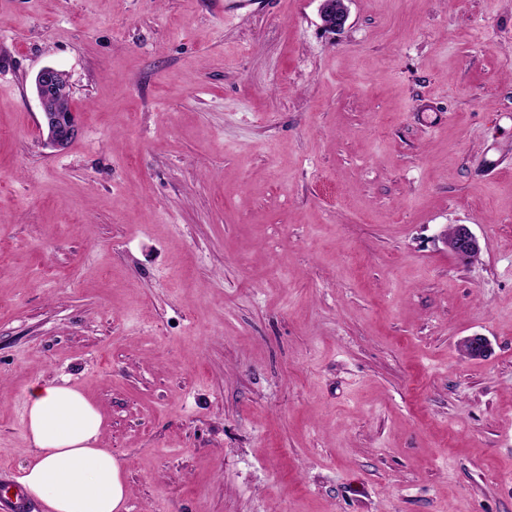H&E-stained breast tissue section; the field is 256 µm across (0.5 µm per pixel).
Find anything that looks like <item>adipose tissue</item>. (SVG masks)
I'll return each mask as SVG.
<instances>
[{
  "label": "adipose tissue",
  "instance_id": "1",
  "mask_svg": "<svg viewBox=\"0 0 512 512\" xmlns=\"http://www.w3.org/2000/svg\"><path fill=\"white\" fill-rule=\"evenodd\" d=\"M24 433L34 448L21 470L26 494L45 512H125L129 487L103 445L104 415L82 391L55 382L26 390Z\"/></svg>",
  "mask_w": 512,
  "mask_h": 512
}]
</instances>
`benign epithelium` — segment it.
<instances>
[{"label": "benign epithelium", "instance_id": "obj_1", "mask_svg": "<svg viewBox=\"0 0 512 512\" xmlns=\"http://www.w3.org/2000/svg\"><path fill=\"white\" fill-rule=\"evenodd\" d=\"M349 0H320L319 16L322 27L328 32L342 30L349 18ZM34 90L42 106V120L46 131L45 144L63 149L77 136V113L59 109V103L71 97V86L66 75L50 66L42 68L35 76ZM449 251L462 260L475 258L480 253L479 239L468 225L456 226L453 236L446 240ZM465 356H480L488 352L489 340L481 334L466 336L459 341Z\"/></svg>", "mask_w": 512, "mask_h": 512}]
</instances>
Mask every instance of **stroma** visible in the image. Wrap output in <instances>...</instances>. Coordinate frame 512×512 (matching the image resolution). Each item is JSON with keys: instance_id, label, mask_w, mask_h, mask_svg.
Instances as JSON below:
<instances>
[{"instance_id": "1", "label": "stroma", "mask_w": 512, "mask_h": 512, "mask_svg": "<svg viewBox=\"0 0 512 512\" xmlns=\"http://www.w3.org/2000/svg\"><path fill=\"white\" fill-rule=\"evenodd\" d=\"M348 7L0 0L9 476L53 381L127 512H512V0ZM319 16L325 31H341L349 18V0H319ZM34 90L42 106L46 146L64 149L79 132L77 112L69 109V102H61L72 94L66 75L53 67H43L35 76ZM59 107L69 110L64 112ZM452 232L453 227L447 231L446 243L453 255L462 260H469L478 256L481 250L480 242L468 225L458 224L455 233L448 239Z\"/></svg>"}]
</instances>
